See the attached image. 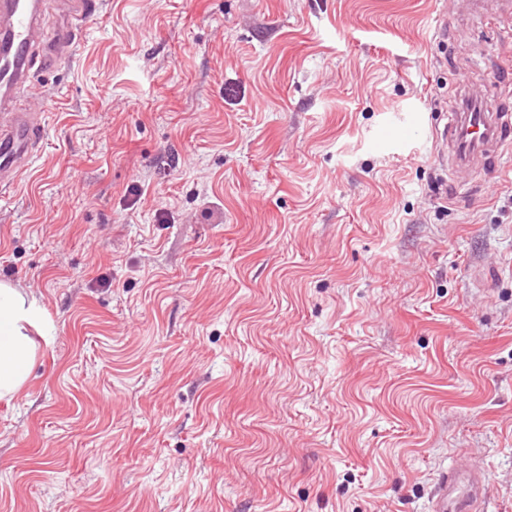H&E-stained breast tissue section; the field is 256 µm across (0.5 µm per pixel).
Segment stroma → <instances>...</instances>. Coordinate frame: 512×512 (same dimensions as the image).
Instances as JSON below:
<instances>
[{"mask_svg": "<svg viewBox=\"0 0 512 512\" xmlns=\"http://www.w3.org/2000/svg\"><path fill=\"white\" fill-rule=\"evenodd\" d=\"M457 3L104 0L0 191V512H429L452 465L512 512V151L436 138L512 108V0ZM512 122L507 110L491 112L479 103L463 112H453L440 132L441 159L451 174L462 170L488 174L491 160L505 152L503 130ZM42 321L36 302L8 282H0V400L10 401L26 384L36 359L27 334Z\"/></svg>", "mask_w": 512, "mask_h": 512, "instance_id": "obj_1", "label": "stroma"}]
</instances>
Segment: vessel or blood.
I'll return each mask as SVG.
<instances>
[{
  "label": "vessel or blood",
  "mask_w": 512,
  "mask_h": 512,
  "mask_svg": "<svg viewBox=\"0 0 512 512\" xmlns=\"http://www.w3.org/2000/svg\"><path fill=\"white\" fill-rule=\"evenodd\" d=\"M45 0H0V182H15L27 170L44 133L36 112H16L12 102L28 83L35 66H46L64 48L79 42L85 22L98 9V0H59L50 39H42ZM512 113L489 111L474 104L452 113L440 133L441 159L449 173H482L505 152L503 130ZM483 473L450 469L440 476L431 499V512H483Z\"/></svg>",
  "instance_id": "obj_1"
}]
</instances>
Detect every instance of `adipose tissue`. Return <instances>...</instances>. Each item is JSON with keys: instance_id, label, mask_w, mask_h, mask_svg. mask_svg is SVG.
<instances>
[{"instance_id": "ef3b65f1", "label": "adipose tissue", "mask_w": 512, "mask_h": 512, "mask_svg": "<svg viewBox=\"0 0 512 512\" xmlns=\"http://www.w3.org/2000/svg\"><path fill=\"white\" fill-rule=\"evenodd\" d=\"M42 321L34 300L7 282H0V400H12L26 384L36 359L27 334Z\"/></svg>"}]
</instances>
